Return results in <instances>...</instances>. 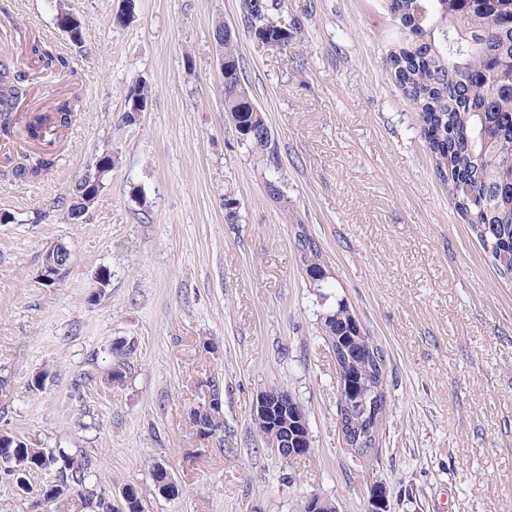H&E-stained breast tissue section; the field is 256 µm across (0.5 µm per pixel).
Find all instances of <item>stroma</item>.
<instances>
[{"label": "stroma", "mask_w": 512, "mask_h": 512, "mask_svg": "<svg viewBox=\"0 0 512 512\" xmlns=\"http://www.w3.org/2000/svg\"><path fill=\"white\" fill-rule=\"evenodd\" d=\"M0 0V59L25 31L68 61L36 75L49 102L77 72L84 113L53 171L18 182L0 171V431L80 448L99 486H132L144 512H302L317 494L337 512H512V281L494 269L441 184L418 113L385 72L392 21L382 0H282L301 32L277 53L238 35L256 104L278 146L266 170L236 139L218 79L217 21L239 0ZM80 19L77 49L56 24ZM149 88L124 124L125 92ZM110 153L104 189L82 222L62 200ZM281 183L282 197L266 192ZM232 190L237 217L225 219ZM318 244L330 295L343 297L386 355L379 459L356 463L339 433L334 355L318 330L321 301L294 241ZM71 255L55 281L44 253ZM108 297L90 303L100 270ZM131 345L122 384H103L112 341ZM93 381L76 386L80 374ZM46 376L29 392L33 374ZM224 427L200 437L190 411L211 384ZM278 387L302 405L311 447L288 461L254 421ZM93 420L92 428L79 419ZM165 463L177 496L154 489ZM0 475V512H29Z\"/></svg>", "instance_id": "obj_1"}]
</instances>
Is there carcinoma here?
<instances>
[{
  "label": "carcinoma",
  "mask_w": 512,
  "mask_h": 512,
  "mask_svg": "<svg viewBox=\"0 0 512 512\" xmlns=\"http://www.w3.org/2000/svg\"><path fill=\"white\" fill-rule=\"evenodd\" d=\"M469 0H384L397 23V32L385 57L387 74L419 112L420 133L427 144L440 181L457 212L476 235L500 275L512 277V81L504 65L512 62V0H488L483 10H472ZM239 26L256 43L282 53L288 50L297 28L281 15V0H241ZM216 21L213 35L222 46L224 70L220 84L224 112L233 124L239 145L257 155L263 165L278 168L272 136L255 134L267 126L264 111L252 99L245 82L237 35ZM29 51L46 71L65 67L56 45L33 39ZM16 61H0V134L9 135L13 102L25 80ZM122 120L130 125L146 111L148 91L140 81L129 85ZM81 98L74 94L55 103L50 113L38 114L28 124L31 138L52 145L62 130L77 121ZM18 163L7 157L5 172L21 182L47 174L56 164L50 149L24 155ZM98 190L78 181L69 193L67 218L77 223L94 203ZM300 262L309 283L327 303L317 314L321 333L331 346L347 381L345 404L337 407L344 422L364 420L363 405L381 390L387 398L386 357L364 324L342 298L329 302L322 253L303 225L294 227ZM118 366L108 371L107 383H122V358L130 352L124 341L110 345ZM196 431L216 433L223 428L221 406L196 407ZM48 472L53 479L42 490L49 512H114L112 494L98 486L92 460L78 448H43L8 432H0V473L23 489L29 477ZM154 487L163 496L179 493L167 467L153 465ZM126 493L125 512H144L139 492Z\"/></svg>",
  "instance_id": "obj_1"
}]
</instances>
